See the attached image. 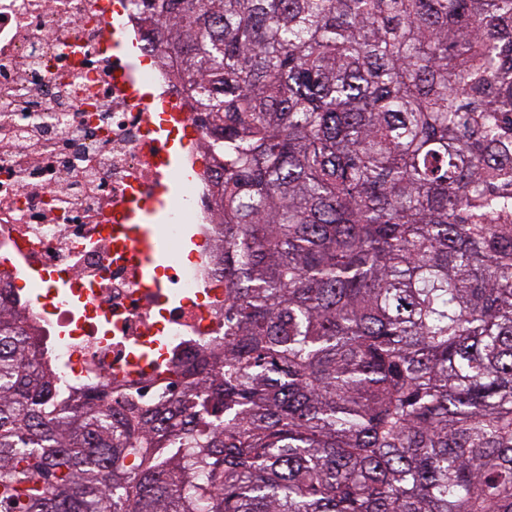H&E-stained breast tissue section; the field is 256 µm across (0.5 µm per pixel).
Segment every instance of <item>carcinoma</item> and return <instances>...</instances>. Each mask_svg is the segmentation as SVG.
I'll list each match as a JSON object with an SVG mask.
<instances>
[{
  "mask_svg": "<svg viewBox=\"0 0 512 512\" xmlns=\"http://www.w3.org/2000/svg\"><path fill=\"white\" fill-rule=\"evenodd\" d=\"M207 116L224 347L63 399L0 288V512H512V0H132Z\"/></svg>",
  "mask_w": 512,
  "mask_h": 512,
  "instance_id": "obj_1",
  "label": "carcinoma"
}]
</instances>
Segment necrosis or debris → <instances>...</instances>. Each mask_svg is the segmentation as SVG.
Returning a JSON list of instances; mask_svg holds the SVG:
<instances>
[{
  "label": "necrosis or debris",
  "mask_w": 512,
  "mask_h": 512,
  "mask_svg": "<svg viewBox=\"0 0 512 512\" xmlns=\"http://www.w3.org/2000/svg\"><path fill=\"white\" fill-rule=\"evenodd\" d=\"M148 43L131 0H0V286L43 276L44 295L22 308L54 337L60 375L75 389H154L168 369L224 342L212 250L224 226L210 172L196 168L202 115ZM137 85L159 93L139 99ZM175 103L195 133L179 165L196 175L174 184L162 227L170 253L147 285L112 228L154 206L157 159L180 134L167 121ZM188 224L202 243L189 259ZM135 357L158 371L126 376Z\"/></svg>",
  "instance_id": "necrosis-or-debris-1"
}]
</instances>
